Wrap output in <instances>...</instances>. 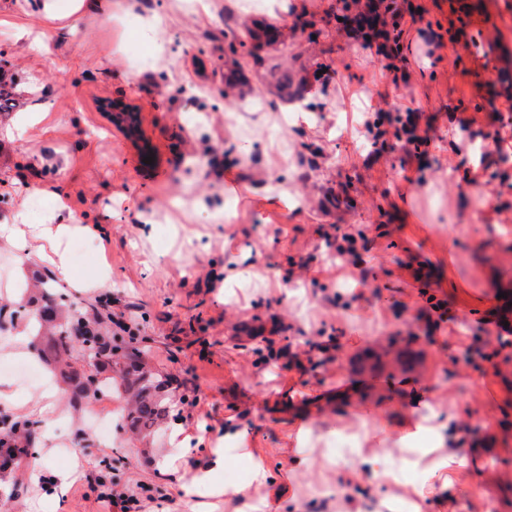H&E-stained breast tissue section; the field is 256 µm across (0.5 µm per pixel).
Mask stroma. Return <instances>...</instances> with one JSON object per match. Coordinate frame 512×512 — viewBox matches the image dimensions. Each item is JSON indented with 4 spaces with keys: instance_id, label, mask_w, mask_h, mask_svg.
<instances>
[{
    "instance_id": "1",
    "label": "stroma",
    "mask_w": 512,
    "mask_h": 512,
    "mask_svg": "<svg viewBox=\"0 0 512 512\" xmlns=\"http://www.w3.org/2000/svg\"><path fill=\"white\" fill-rule=\"evenodd\" d=\"M52 2L46 16L0 0V79L17 101L0 112V225L22 210L32 232L94 226L62 239L89 252L56 282L87 304L110 279L180 415L137 439L109 396L111 440L70 457L55 441L91 430L86 407L0 376L62 475L50 489L27 465L0 473V503L117 512L95 483L108 463L118 491L162 488L142 512H225L221 488L248 486L255 457L273 477L264 512H402L408 486L423 512H512V344L495 325L512 308V0H411L423 19L397 71L341 30L340 0H112L113 19L78 22L71 0ZM143 8L160 20L147 69ZM427 27L446 41L431 57ZM24 28L44 31L41 50ZM277 64L305 121L288 119ZM112 101L135 107L138 139ZM409 110L424 143L395 135ZM23 112L40 128L8 137ZM340 230L356 238L344 266ZM48 268L0 238V295ZM264 339L273 356L254 353ZM429 417L421 448L411 432ZM336 433L358 435L357 457L332 463ZM445 452L465 465H441ZM409 459L423 478L378 484L373 462Z\"/></svg>"
}]
</instances>
